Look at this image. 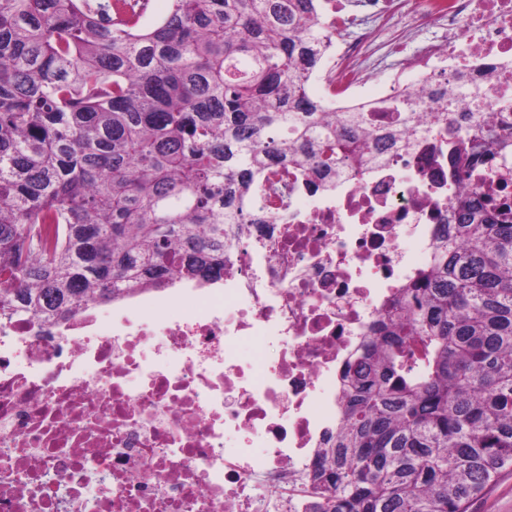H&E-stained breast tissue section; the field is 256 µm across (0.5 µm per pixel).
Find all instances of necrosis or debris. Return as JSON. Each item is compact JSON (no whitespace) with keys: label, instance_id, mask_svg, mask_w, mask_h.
I'll return each mask as SVG.
<instances>
[{"label":"necrosis or debris","instance_id":"4bbe7bcc","mask_svg":"<svg viewBox=\"0 0 512 512\" xmlns=\"http://www.w3.org/2000/svg\"><path fill=\"white\" fill-rule=\"evenodd\" d=\"M316 0L329 111L393 108L426 121L333 188L271 166L222 287L183 280L87 306L53 326L0 321V512H306L312 461L342 419L343 369L454 223L458 196L512 202V146L451 166L465 104L432 120L460 77L512 63V0ZM407 13L439 37L365 88L372 41Z\"/></svg>","mask_w":512,"mask_h":512}]
</instances>
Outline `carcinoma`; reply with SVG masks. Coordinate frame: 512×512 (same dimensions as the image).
Returning a JSON list of instances; mask_svg holds the SVG:
<instances>
[{"instance_id":"obj_1","label":"carcinoma","mask_w":512,"mask_h":512,"mask_svg":"<svg viewBox=\"0 0 512 512\" xmlns=\"http://www.w3.org/2000/svg\"><path fill=\"white\" fill-rule=\"evenodd\" d=\"M0 0V317L65 319L183 274L224 273L274 163L310 177L380 160L420 129L325 112L307 93L315 0ZM504 81L453 84L481 108ZM488 151L467 126L452 154ZM496 198L458 223L346 366L342 422L317 450L307 512H469L512 471V221Z\"/></svg>"}]
</instances>
